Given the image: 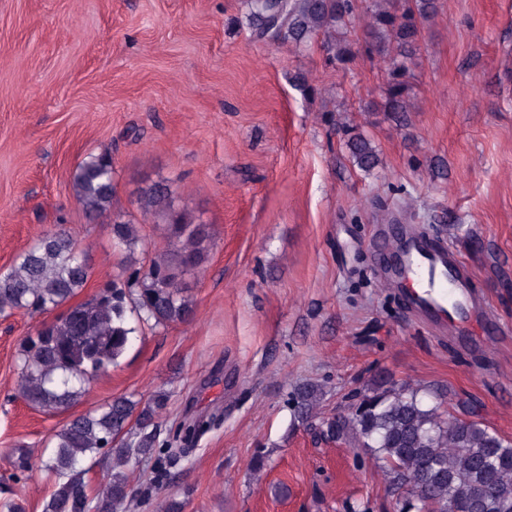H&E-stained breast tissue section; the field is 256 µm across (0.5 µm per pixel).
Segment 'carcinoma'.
Wrapping results in <instances>:
<instances>
[{
    "label": "carcinoma",
    "instance_id": "cac0c4a2",
    "mask_svg": "<svg viewBox=\"0 0 512 512\" xmlns=\"http://www.w3.org/2000/svg\"><path fill=\"white\" fill-rule=\"evenodd\" d=\"M348 0H245L257 40L279 46L317 43L329 59H345L346 37L361 26L372 40L376 67L391 74L385 109L409 111L402 59L419 33L413 14L395 13L392 0H362L356 13ZM343 145L360 168L370 171L380 159L358 128L342 126ZM115 170L112 155L91 153L76 167L72 187L85 216L95 221L111 213ZM143 209L167 224L178 247L146 270L129 267L125 275L90 299L74 302L91 274L81 264L73 240L64 233H45L0 274V314L46 312L64 307L70 314L42 323L36 335L20 344V393L32 407L65 411L86 386L124 355L139 327L182 322L192 313L183 295L182 275L207 259L206 225L173 209L164 187L147 190ZM116 240L132 245L134 225L112 219ZM320 389L294 390L288 403L295 421L315 417ZM168 394L150 403L121 396L81 414L54 434V445L40 467L52 490L44 512H117L130 498V477L146 462L157 461L154 478L170 473L184 460L183 450L168 443L155 448L154 417ZM346 410L321 422L328 439L365 450L384 474L386 490L399 512H512V439L475 419L461 418L428 402L410 385L385 379L368 392L347 395ZM113 455L109 481L92 486L81 463L104 450Z\"/></svg>",
    "mask_w": 512,
    "mask_h": 512
}]
</instances>
